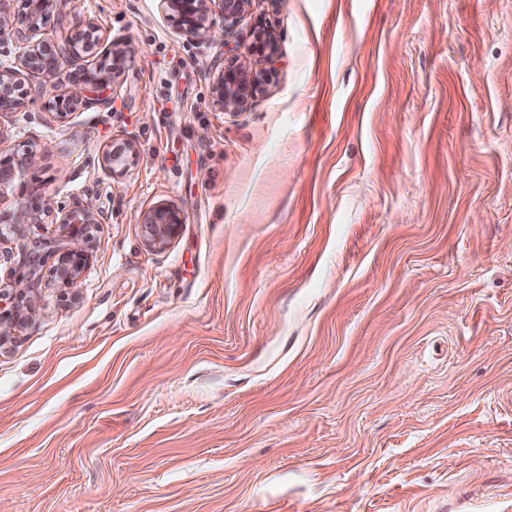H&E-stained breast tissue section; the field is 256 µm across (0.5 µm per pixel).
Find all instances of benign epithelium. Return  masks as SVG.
Returning <instances> with one entry per match:
<instances>
[{"label":"benign epithelium","mask_w":512,"mask_h":512,"mask_svg":"<svg viewBox=\"0 0 512 512\" xmlns=\"http://www.w3.org/2000/svg\"><path fill=\"white\" fill-rule=\"evenodd\" d=\"M21 9L8 12L0 7V45L12 42L21 48L16 61L6 65L0 63V113L17 112L26 102L46 93L47 82L60 74L66 59L90 48L87 36L73 38L60 45L47 38H36L38 22L54 8L64 5L73 13L79 12L83 0H21ZM250 0H160L161 6L170 11L181 31L190 37L204 35L214 24V15L224 23V31H230L244 14ZM106 54L113 57V64L99 67V72L86 77L81 83H73L54 94L45 103V110L54 119H61L79 106H112V97L106 91L119 74L122 50L115 42ZM37 75L42 82L25 84L23 74ZM253 82L242 69L221 68L213 86L214 103L221 109L242 105ZM19 167L10 160L0 159V191L16 188L19 194L26 192V185L18 181ZM48 202L39 204L26 199V203L13 213L0 212V244L13 237H26L29 242L13 260L11 269L12 288L0 291V346L11 333L22 327L28 319L36 297L33 280L38 268L44 263L41 255L43 243L33 233L42 228V215L50 211ZM102 223L100 214L90 208L75 205L58 209V224L61 236L66 241L55 267L57 287L70 289L77 285L80 275L90 262L88 243L91 229ZM183 220L179 211L171 206H160L143 217L141 227L148 247L162 250L173 239Z\"/></svg>","instance_id":"obj_1"}]
</instances>
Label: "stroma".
Masks as SVG:
<instances>
[{
    "instance_id": "obj_1",
    "label": "stroma",
    "mask_w": 512,
    "mask_h": 512,
    "mask_svg": "<svg viewBox=\"0 0 512 512\" xmlns=\"http://www.w3.org/2000/svg\"><path fill=\"white\" fill-rule=\"evenodd\" d=\"M90 24L58 82L119 41L111 108L0 116L37 196L105 218L67 294L40 231L0 512H512V0H250L198 39L85 0L39 34ZM222 66L255 81L226 111ZM182 222L179 211L171 206H160L147 213L141 222L147 246L158 250L166 248Z\"/></svg>"
}]
</instances>
